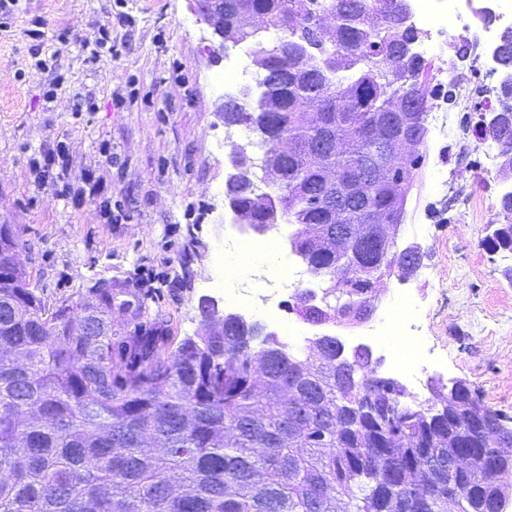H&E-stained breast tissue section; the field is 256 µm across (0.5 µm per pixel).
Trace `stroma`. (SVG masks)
<instances>
[{
  "mask_svg": "<svg viewBox=\"0 0 512 512\" xmlns=\"http://www.w3.org/2000/svg\"><path fill=\"white\" fill-rule=\"evenodd\" d=\"M467 40L430 53L450 67L447 140L427 139L408 195L399 246L427 251L406 282L385 279L383 310L410 291L433 352L427 378L467 381L488 407L512 417V251L485 242L505 185L481 134L485 83ZM210 29L192 0H18L0 30V224L20 235L19 260L36 292L56 303L100 280L146 296L144 318L174 341L200 327L215 287L227 155L250 131L224 123ZM475 97L462 102L459 84ZM124 104H116V97ZM64 150L66 170L44 158Z\"/></svg>",
  "mask_w": 512,
  "mask_h": 512,
  "instance_id": "stroma-1",
  "label": "stroma"
}]
</instances>
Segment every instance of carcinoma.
I'll use <instances>...</instances> for the list:
<instances>
[{
    "label": "carcinoma",
    "mask_w": 512,
    "mask_h": 512,
    "mask_svg": "<svg viewBox=\"0 0 512 512\" xmlns=\"http://www.w3.org/2000/svg\"><path fill=\"white\" fill-rule=\"evenodd\" d=\"M246 2L273 34L252 58L266 102L256 112L224 103V124L257 132L265 153L281 135L293 150L269 156L280 179L269 198L250 177L226 195L255 224L283 211L297 227L291 247L327 284L322 306L340 315L393 268L378 225L362 240L359 230L370 211L391 213L396 189L355 201L339 237L328 175L369 173L378 142L402 132V101L427 125L430 108L414 98L434 97L432 63L414 53L422 32L400 0ZM240 8L224 0V25L253 40ZM496 97L500 125L486 138L502 154L512 87ZM423 163L404 160L394 182ZM489 244L512 250V192ZM18 248L0 224V512H448L444 469L487 446L474 423L496 411L465 381L451 398L409 401L365 351L340 357L313 339L294 350L243 316L218 327L203 305L199 331L168 353L167 331L139 322L144 302L125 288L44 302ZM115 315L138 330L112 332ZM456 484L458 512H494L489 475Z\"/></svg>",
    "instance_id": "1"
}]
</instances>
